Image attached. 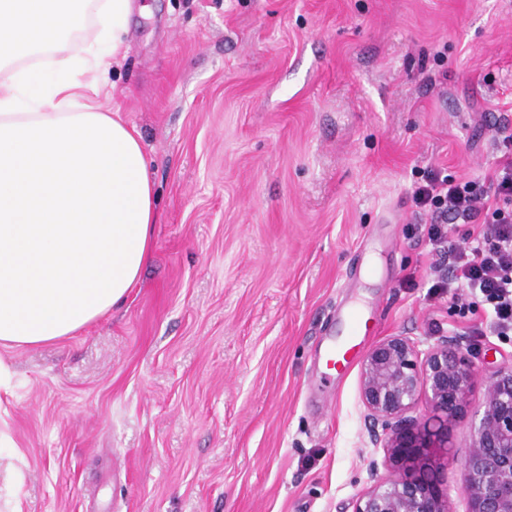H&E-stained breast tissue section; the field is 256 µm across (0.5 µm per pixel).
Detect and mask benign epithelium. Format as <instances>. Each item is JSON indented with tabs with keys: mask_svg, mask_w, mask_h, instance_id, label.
<instances>
[{
	"mask_svg": "<svg viewBox=\"0 0 512 512\" xmlns=\"http://www.w3.org/2000/svg\"><path fill=\"white\" fill-rule=\"evenodd\" d=\"M360 386L371 442L399 473L374 481L353 512H456L437 474L448 464V423L477 387L464 337L443 336L423 354L410 339L390 337L365 355ZM421 397L427 419L412 415ZM466 467L469 512H512V365L496 372L474 412Z\"/></svg>",
	"mask_w": 512,
	"mask_h": 512,
	"instance_id": "benign-epithelium-1",
	"label": "benign epithelium"
}]
</instances>
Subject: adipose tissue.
<instances>
[{
  "instance_id": "1",
  "label": "adipose tissue",
  "mask_w": 512,
  "mask_h": 512,
  "mask_svg": "<svg viewBox=\"0 0 512 512\" xmlns=\"http://www.w3.org/2000/svg\"><path fill=\"white\" fill-rule=\"evenodd\" d=\"M133 8L0 0L2 345L58 340L122 306L150 253L159 213L141 138L98 102Z\"/></svg>"
}]
</instances>
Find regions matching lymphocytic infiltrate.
Returning a JSON list of instances; mask_svg holds the SVG:
<instances>
[{"mask_svg": "<svg viewBox=\"0 0 512 512\" xmlns=\"http://www.w3.org/2000/svg\"><path fill=\"white\" fill-rule=\"evenodd\" d=\"M412 200L430 215L427 235L440 273L436 287L465 289L468 300L482 303L484 318L471 335L511 336L512 154L480 179L456 180L430 169ZM457 224L473 227L467 245L449 238V227Z\"/></svg>", "mask_w": 512, "mask_h": 512, "instance_id": "obj_1", "label": "lymphocytic infiltrate"}]
</instances>
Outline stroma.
Returning a JSON list of instances; mask_svg holds the SVG:
<instances>
[{"label": "stroma", "instance_id": "35a3bbf8", "mask_svg": "<svg viewBox=\"0 0 512 512\" xmlns=\"http://www.w3.org/2000/svg\"><path fill=\"white\" fill-rule=\"evenodd\" d=\"M102 103L136 127L161 219L125 303L0 346V512H352L388 477L362 355L478 321L433 289L412 191L480 178L512 119V0H134ZM371 332L319 350L346 303ZM472 406L512 336H470ZM459 512L471 419L448 425ZM341 328L337 336H344L336 342L330 341L324 350V362L328 370L341 372L346 370L352 362L356 349L360 348L359 335L362 332L361 312L354 304L340 308Z\"/></svg>", "mask_w": 512, "mask_h": 512}]
</instances>
